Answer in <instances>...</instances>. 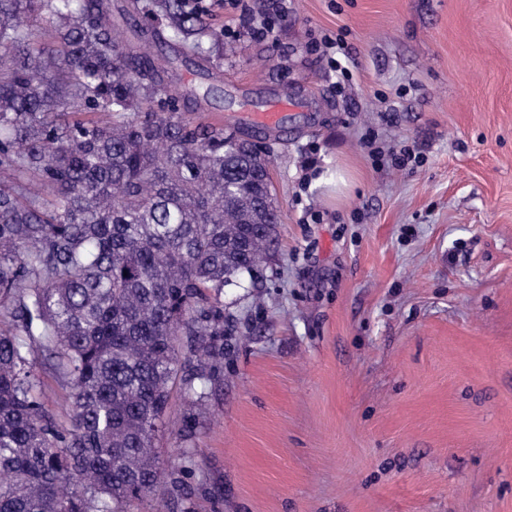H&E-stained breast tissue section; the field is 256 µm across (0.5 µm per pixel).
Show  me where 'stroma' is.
Wrapping results in <instances>:
<instances>
[{
  "label": "stroma",
  "mask_w": 512,
  "mask_h": 512,
  "mask_svg": "<svg viewBox=\"0 0 512 512\" xmlns=\"http://www.w3.org/2000/svg\"><path fill=\"white\" fill-rule=\"evenodd\" d=\"M341 31L342 93L307 48ZM212 82L196 121L294 102L256 135L276 244L225 288L219 377L195 410L174 382L129 512H512V0H290Z\"/></svg>",
  "instance_id": "35a3bbf8"
}]
</instances>
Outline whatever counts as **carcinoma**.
<instances>
[{
    "mask_svg": "<svg viewBox=\"0 0 512 512\" xmlns=\"http://www.w3.org/2000/svg\"><path fill=\"white\" fill-rule=\"evenodd\" d=\"M201 0H0V512H125L155 491L180 369L206 398L224 287L279 213L254 136L196 123L180 67L223 69ZM69 387L59 423L37 357Z\"/></svg>",
    "mask_w": 512,
    "mask_h": 512,
    "instance_id": "carcinoma-1",
    "label": "carcinoma"
}]
</instances>
